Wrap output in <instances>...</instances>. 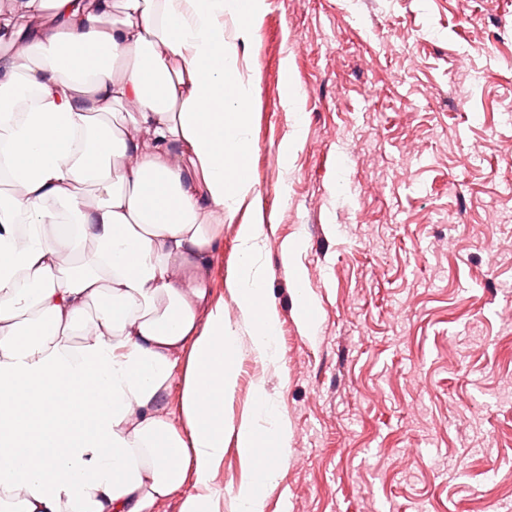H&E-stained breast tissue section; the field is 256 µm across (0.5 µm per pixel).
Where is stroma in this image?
<instances>
[{
	"label": "stroma",
	"instance_id": "35a3bbf8",
	"mask_svg": "<svg viewBox=\"0 0 512 512\" xmlns=\"http://www.w3.org/2000/svg\"><path fill=\"white\" fill-rule=\"evenodd\" d=\"M237 51L256 69L245 171L280 361L241 336L225 418L261 379L291 422L265 512H512V0H266ZM246 217H214L202 279L234 324ZM298 238L312 336L282 262ZM225 448L213 512H236L243 477Z\"/></svg>",
	"mask_w": 512,
	"mask_h": 512
}]
</instances>
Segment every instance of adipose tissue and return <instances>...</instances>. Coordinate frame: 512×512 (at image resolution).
<instances>
[{
  "instance_id": "1",
  "label": "adipose tissue",
  "mask_w": 512,
  "mask_h": 512,
  "mask_svg": "<svg viewBox=\"0 0 512 512\" xmlns=\"http://www.w3.org/2000/svg\"><path fill=\"white\" fill-rule=\"evenodd\" d=\"M9 2L28 24L0 29L18 48L0 56V164L13 178L0 189V512H152L190 474L198 492L182 512H209L229 433L245 470L237 512H264L290 423L261 381L252 413L226 421L238 330L197 281L220 243L208 218L255 192V81L226 20L248 42L265 0ZM26 90L35 102L16 113ZM50 203L66 219L53 243ZM262 237L258 220L240 225L227 286L250 354L274 365ZM180 365L185 433L162 408Z\"/></svg>"
}]
</instances>
